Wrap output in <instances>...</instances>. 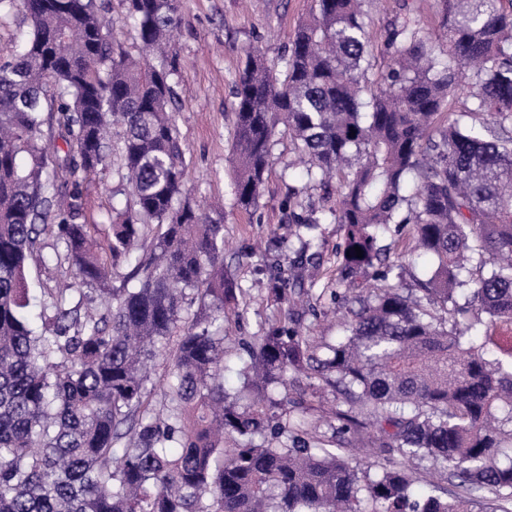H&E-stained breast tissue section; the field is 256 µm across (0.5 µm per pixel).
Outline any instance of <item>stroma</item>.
<instances>
[{
  "label": "stroma",
  "instance_id": "1",
  "mask_svg": "<svg viewBox=\"0 0 512 512\" xmlns=\"http://www.w3.org/2000/svg\"><path fill=\"white\" fill-rule=\"evenodd\" d=\"M112 40L129 54L138 44L127 20L126 0H98ZM312 0H180L179 24L171 43L176 59L174 76L179 104L175 111L187 163L193 199L224 224V261L247 291L243 319L230 324L233 340L257 335L271 312L270 281L288 268L290 229L285 200L289 187L318 208L320 188L306 184L293 163L295 141L285 126H278L271 148V167L256 209L245 211L236 203L230 164L235 122V79L245 61V50L255 46L269 62L283 65L290 36L308 17ZM365 8L375 44L377 67L388 58L384 40L388 29L410 18L422 34L444 36L438 0H367ZM117 178L104 170L81 185L89 221L108 231L112 189ZM56 240L40 239L42 256L30 260L28 280L33 289L53 288L65 279V266L53 261Z\"/></svg>",
  "mask_w": 512,
  "mask_h": 512
}]
</instances>
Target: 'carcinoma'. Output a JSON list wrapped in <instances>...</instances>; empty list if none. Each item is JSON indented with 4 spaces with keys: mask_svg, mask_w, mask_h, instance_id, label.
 Wrapping results in <instances>:
<instances>
[{
    "mask_svg": "<svg viewBox=\"0 0 512 512\" xmlns=\"http://www.w3.org/2000/svg\"><path fill=\"white\" fill-rule=\"evenodd\" d=\"M127 3L142 57L115 49L97 0H0L29 20L0 61V512H512V430L496 416L512 423V0H440L445 42L393 27L373 79L364 0H314L282 80L246 50L236 202L257 207L284 120L307 180H338L324 221L342 231L340 278L319 296L346 315L335 343L312 340L307 242L271 289L276 313L230 350L245 294L224 225L186 190L171 110L179 0ZM462 64L471 103L453 111ZM116 127L125 206L101 239L80 184L108 166ZM288 223L317 220L290 203ZM43 234L71 282L36 305L26 270ZM406 237L432 259L412 287L390 260ZM87 290L107 303L85 307ZM330 390L349 409L328 438L306 396ZM363 441L372 476L348 460ZM425 462L460 491L416 495Z\"/></svg>",
    "mask_w": 512,
    "mask_h": 512,
    "instance_id": "1",
    "label": "carcinoma"
}]
</instances>
